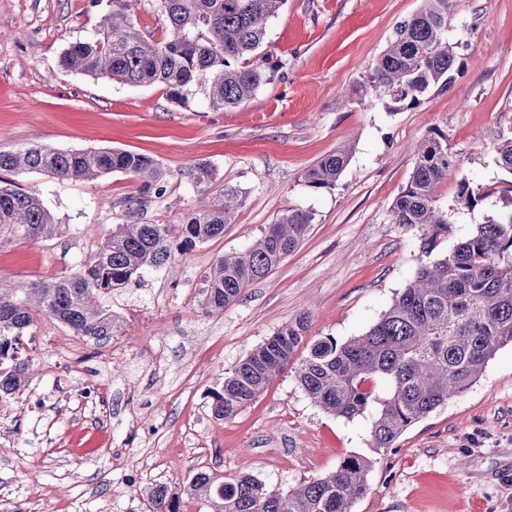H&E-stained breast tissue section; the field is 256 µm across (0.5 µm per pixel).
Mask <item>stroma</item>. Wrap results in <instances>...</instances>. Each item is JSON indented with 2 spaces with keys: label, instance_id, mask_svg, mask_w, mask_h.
Returning a JSON list of instances; mask_svg holds the SVG:
<instances>
[{
  "label": "stroma",
  "instance_id": "stroma-1",
  "mask_svg": "<svg viewBox=\"0 0 512 512\" xmlns=\"http://www.w3.org/2000/svg\"><path fill=\"white\" fill-rule=\"evenodd\" d=\"M423 0H287L266 35L273 81L247 103L215 111L203 97L182 106L161 86L136 87L66 69L65 50L95 37L109 0H0V146L39 142L61 150L123 149L168 173L163 197L141 213L179 224L195 204L184 171L214 169L246 203L221 237L175 254L126 288L101 296L118 333L100 343L43 316L22 347L31 382L0 405V512H149L164 485L186 512L192 475L249 473L286 491L352 454H370V420L323 413L286 367L236 416L216 419L212 393L279 327L309 316V338L363 334L421 264L450 252L491 216L512 209V174L494 146L512 135V0H454L448 42L456 56L447 87L400 107L361 88L397 24ZM448 136L458 165L436 189L448 232L432 254L420 228L391 221L390 206L414 167L412 146L430 130ZM346 151L335 187L309 188L305 172ZM481 187L457 206L460 181ZM63 237L0 250V280L49 279L71 271L124 219L138 194L130 175L58 180L18 175ZM291 209L313 221L300 246L220 315L198 311L202 277L215 259L250 246ZM94 424L111 438L92 457L72 451ZM354 512H512V346L482 377L406 430L369 475Z\"/></svg>",
  "mask_w": 512,
  "mask_h": 512
}]
</instances>
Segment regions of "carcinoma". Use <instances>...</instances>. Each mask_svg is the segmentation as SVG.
<instances>
[{
    "label": "carcinoma",
    "mask_w": 512,
    "mask_h": 512,
    "mask_svg": "<svg viewBox=\"0 0 512 512\" xmlns=\"http://www.w3.org/2000/svg\"><path fill=\"white\" fill-rule=\"evenodd\" d=\"M140 0H112L97 36L64 53L65 67L94 78L133 86L160 85L183 105L198 93L209 108L224 110L249 99L275 76L259 59L268 22L287 0H158L168 36L155 41L135 24ZM453 0H424L420 11L396 27L367 79L365 95L411 107L434 87L448 85L455 55L448 46ZM499 165L512 174V136L495 146ZM406 187L394 199L392 223L420 228L425 253L448 231V211L437 205V186L455 161L448 135L436 129L414 149ZM346 153L321 159L304 180L314 190L332 188L347 164ZM40 172L66 180L124 173L141 182L127 202L132 218L146 197L165 193L166 172L154 158L128 150L64 151L40 144L0 148V249L61 235L64 228L42 202L23 191L14 176ZM183 176L199 194L181 224H114L112 232L79 267L50 280L5 287L0 281V399L22 393L30 382V358L22 337L35 316L46 315L78 336L112 338L117 323L99 297L126 287L148 268L169 263L172 240L181 249L224 235V225L245 204L234 185L213 195V168L191 166ZM485 197L462 180L457 204L472 208ZM312 214L290 210L268 225L249 248L218 257L204 277L198 303L204 315L224 312L244 288L265 278L307 235ZM302 316L252 349L213 393L212 413L224 420L257 397L284 368L296 362L299 386L322 411L352 420L374 410L371 445L392 448L411 426L466 391L483 375L492 356L512 345V209L478 225L444 257L421 265L388 310L362 335L306 342ZM306 354L295 358L300 348ZM377 460L361 454L334 470L283 492L252 474L219 478L197 472L187 494L212 512H353L370 489ZM150 512H182L161 486L152 489Z\"/></svg>",
    "instance_id": "carcinoma-1"
}]
</instances>
